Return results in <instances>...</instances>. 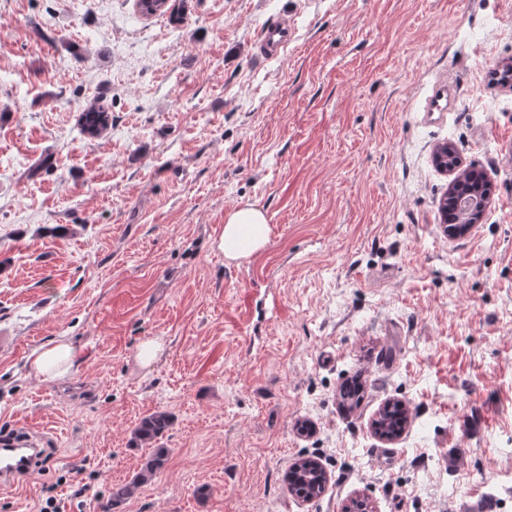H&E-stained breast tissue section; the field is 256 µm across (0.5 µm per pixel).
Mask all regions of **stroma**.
<instances>
[{
  "instance_id": "35a3bbf8",
  "label": "stroma",
  "mask_w": 512,
  "mask_h": 512,
  "mask_svg": "<svg viewBox=\"0 0 512 512\" xmlns=\"http://www.w3.org/2000/svg\"><path fill=\"white\" fill-rule=\"evenodd\" d=\"M183 5L175 26L135 0H0V434L53 452L0 512H458L468 491L512 512V85L488 78L512 0ZM284 14L292 42L261 57ZM443 81L449 110L426 111ZM446 143L491 184L458 236ZM242 204L268 240L229 261ZM61 336L70 375H36ZM390 401L410 421L386 443ZM155 411L168 460L109 506ZM304 459L329 476L313 500L284 481ZM294 30L288 15L280 16L264 25L257 44L261 56L272 58L283 52L293 38ZM111 114L100 105H92L80 113V132L91 138L100 137L110 126ZM268 219L260 208L245 204L224 216L218 248L227 260H236L261 249L268 238ZM171 425L172 418L168 413L154 412L142 418L134 430V438L141 445H152Z\"/></svg>"
}]
</instances>
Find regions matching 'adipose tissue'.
Returning <instances> with one entry per match:
<instances>
[{"instance_id":"ef3b65f1","label":"adipose tissue","mask_w":512,"mask_h":512,"mask_svg":"<svg viewBox=\"0 0 512 512\" xmlns=\"http://www.w3.org/2000/svg\"><path fill=\"white\" fill-rule=\"evenodd\" d=\"M268 238V219L260 208L245 204L229 211L224 217L218 247L226 259L235 260L261 249ZM77 353L64 338L36 350L31 358L33 369L47 378L69 374Z\"/></svg>"}]
</instances>
